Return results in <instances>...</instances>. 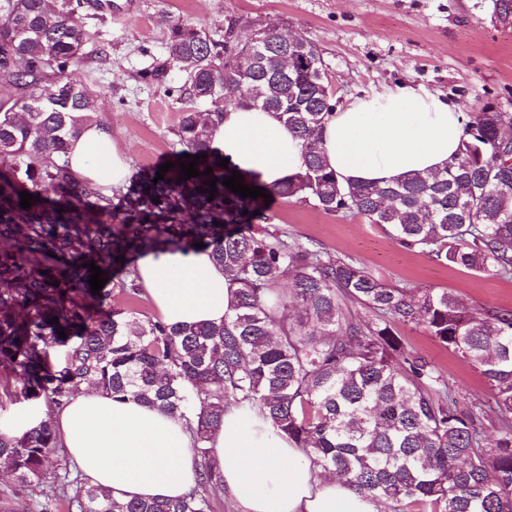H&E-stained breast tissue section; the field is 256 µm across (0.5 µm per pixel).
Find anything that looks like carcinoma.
<instances>
[{"label": "carcinoma", "instance_id": "carcinoma-1", "mask_svg": "<svg viewBox=\"0 0 512 512\" xmlns=\"http://www.w3.org/2000/svg\"><path fill=\"white\" fill-rule=\"evenodd\" d=\"M81 7L0 0V83L17 91L0 101V365L37 406L58 407L88 384L180 417L201 472L177 499L115 498L67 470L49 494L45 463L61 450L49 414L21 435L0 427V468L37 499L62 497L68 512H213L222 480L207 444L230 408L248 407L324 472L393 512H512V310L469 305L446 288L388 284L313 241L282 239L259 224L264 198L222 184L234 166H218L212 120L196 107L180 114V150L164 179L146 173L116 204L74 182L66 155L89 108L87 89L70 77L83 60ZM168 52L193 64L182 89L193 102L232 93L246 76L247 96L230 105L273 112L301 140L302 171L270 194L362 216L409 251L512 280L511 112L487 105L468 114L441 171L384 188L345 186L317 141L335 103L318 92L327 80L317 79L323 63L312 42L279 83L268 78L276 46L226 72L217 45L178 22ZM186 154L206 158L200 176L181 182ZM215 178L210 201L204 182ZM23 191L33 195L27 209ZM194 243L212 248L234 288L219 324L170 327L112 306L110 289L91 291L90 261L110 280L126 272L119 287L131 295L134 259ZM399 324L423 326L480 370L496 406L494 442L481 407L440 396L437 368L404 347Z\"/></svg>", "mask_w": 512, "mask_h": 512}]
</instances>
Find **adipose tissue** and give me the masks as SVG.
<instances>
[{
	"label": "adipose tissue",
	"mask_w": 512,
	"mask_h": 512,
	"mask_svg": "<svg viewBox=\"0 0 512 512\" xmlns=\"http://www.w3.org/2000/svg\"><path fill=\"white\" fill-rule=\"evenodd\" d=\"M465 122L443 95L411 85L353 98L333 110L318 134L342 184L384 187L414 172L442 170ZM212 145L244 175L273 189L303 167L300 141L271 112L230 108L213 127ZM76 181L125 188L132 166L97 120L68 151ZM138 281L167 325L219 323L233 290L208 248L149 254L135 262ZM59 441L82 477L116 497L178 498L197 483L193 439L179 417L133 397L117 401L83 386L53 409ZM225 495L245 512H382L377 500L344 479L322 475L302 449L248 409L229 412L209 442Z\"/></svg>",
	"instance_id": "1"
}]
</instances>
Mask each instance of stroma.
<instances>
[{
  "instance_id": "35a3bbf8",
  "label": "stroma",
  "mask_w": 512,
  "mask_h": 512,
  "mask_svg": "<svg viewBox=\"0 0 512 512\" xmlns=\"http://www.w3.org/2000/svg\"><path fill=\"white\" fill-rule=\"evenodd\" d=\"M84 58L72 71L90 92L107 127L141 176L171 159L175 130L188 101L190 70L171 62L168 36L180 21L220 43L229 22L241 38L277 26L314 42L334 100L409 83L439 92L464 113L491 104L512 113V14L500 0H112L81 10ZM282 238L316 241L332 257L350 259L384 282L445 288L467 303L512 310V281L408 251L358 216H337L279 197L265 208ZM407 350L432 362L442 395L458 406L489 402L480 371L439 346L420 325H401Z\"/></svg>"
}]
</instances>
